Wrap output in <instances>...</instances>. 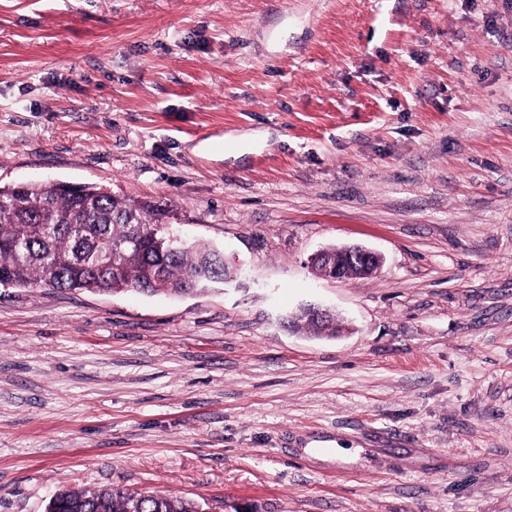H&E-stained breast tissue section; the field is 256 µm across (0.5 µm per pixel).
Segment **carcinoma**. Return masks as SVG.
I'll return each instance as SVG.
<instances>
[{"mask_svg":"<svg viewBox=\"0 0 512 512\" xmlns=\"http://www.w3.org/2000/svg\"><path fill=\"white\" fill-rule=\"evenodd\" d=\"M164 212L128 202L93 185L65 191L56 185L0 186V285L99 292L183 293L224 280L219 253L186 245L162 231ZM122 245L120 266L101 257ZM181 497L120 488L61 490L46 512H203Z\"/></svg>","mask_w":512,"mask_h":512,"instance_id":"1","label":"carcinoma"}]
</instances>
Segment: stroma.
<instances>
[{
    "label": "stroma",
    "instance_id": "1",
    "mask_svg": "<svg viewBox=\"0 0 512 512\" xmlns=\"http://www.w3.org/2000/svg\"><path fill=\"white\" fill-rule=\"evenodd\" d=\"M18 181L162 204L235 276L0 286V512H512V0H0ZM346 244L380 271L315 276ZM198 502L181 497L132 493L120 488L93 492L58 491L46 512H204Z\"/></svg>",
    "mask_w": 512,
    "mask_h": 512
}]
</instances>
